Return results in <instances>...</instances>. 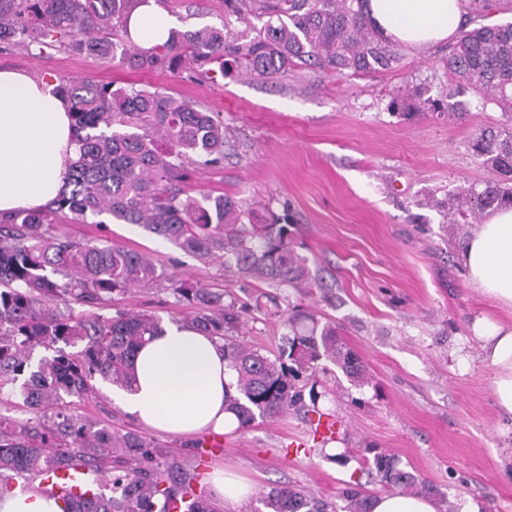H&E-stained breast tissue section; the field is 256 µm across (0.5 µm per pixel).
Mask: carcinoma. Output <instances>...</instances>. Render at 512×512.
Returning a JSON list of instances; mask_svg holds the SVG:
<instances>
[{
    "mask_svg": "<svg viewBox=\"0 0 512 512\" xmlns=\"http://www.w3.org/2000/svg\"><path fill=\"white\" fill-rule=\"evenodd\" d=\"M149 0H0V41L29 49L65 46L131 70L176 77L190 69L208 78L219 73L282 79L306 67L338 78L362 77L395 67L399 45L370 25L365 0H224L222 26L172 30L167 41L135 45L127 22ZM486 18L501 0H469ZM448 82L435 98L418 86L389 94L403 115L446 112L464 115L456 100L469 88L481 109H496L510 124L480 130L473 155L496 179L462 188L448 199V226L479 224L499 207L512 206V23L460 26L444 61ZM56 93L71 104L77 158L58 198L39 210H19L0 219V395L22 400L31 417L0 416V499L11 481L41 479L49 470L79 464L97 476L112 464L110 479L92 493L55 497L62 512H173L175 500H192L182 512H220L208 493L194 492L195 472L162 455L139 434L118 433L77 414L73 398L93 392L100 376L119 387L132 383L136 350L161 328L145 312L115 305L133 288L162 281L157 262L145 253L116 247L106 236L76 240L67 225L107 215L170 242L196 261L224 264L232 275L258 285L251 302L228 289L209 288L172 274L173 305L193 309L185 324L224 341V356L236 373L237 396L227 409L239 428L256 418L295 414L316 432L313 418H335L319 408V374L327 360L356 386L369 383L359 357L340 342L336 325L316 314L280 308V295L260 286L312 291L306 259L295 252L288 225L265 223L227 195L196 198L179 187L189 167L224 163L228 143L219 114L146 88H115L91 77L62 78ZM277 317L285 328L272 351L237 339L248 320ZM81 345L74 354L59 343ZM55 350L33 360L37 348ZM304 448L341 467L355 462L360 474L343 491L345 512H369L361 477L410 495L438 493L416 474L398 467L377 448ZM262 512H335L295 486L274 487L260 498Z\"/></svg>",
    "mask_w": 512,
    "mask_h": 512,
    "instance_id": "1",
    "label": "carcinoma"
}]
</instances>
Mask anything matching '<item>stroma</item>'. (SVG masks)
I'll list each match as a JSON object with an SVG mask.
<instances>
[{
    "label": "stroma",
    "mask_w": 512,
    "mask_h": 512,
    "mask_svg": "<svg viewBox=\"0 0 512 512\" xmlns=\"http://www.w3.org/2000/svg\"><path fill=\"white\" fill-rule=\"evenodd\" d=\"M178 29L221 25L224 0H165ZM447 44L405 50L402 64L371 77L339 79L309 69L269 82L230 74L207 80L192 71H133L63 47L29 51L0 44V67L50 83L93 76L116 87L170 93L221 113L230 132L220 168L195 169L190 195L226 194L255 214L290 211L295 249L321 289L289 291L288 302L336 325L372 382L356 388L342 372L328 378L322 408L341 417L349 448L393 454L400 467L436 486L462 508L512 512V421L496 406L494 373L481 356L479 322L507 315L472 288L459 254L463 230L449 231L446 202L461 187L492 173L470 150L482 127L505 121L500 111L460 99L464 119L423 112L412 117L388 107L389 90L424 84L438 94L446 82ZM439 207L425 205L427 197ZM79 238L107 236L113 244L154 255L165 270L221 288V263L202 265L170 243L133 225L71 224ZM119 307L147 310L163 323L182 317L169 291L130 290ZM95 394L77 404L88 420L124 433L136 423L113 402L110 383L94 378ZM309 426L288 414L256 419L225 433L204 468L226 467L256 492L293 485L342 505L351 467L295 453L312 442Z\"/></svg>",
    "instance_id": "35a3bbf8"
}]
</instances>
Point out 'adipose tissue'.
<instances>
[{"instance_id":"adipose-tissue-1","label":"adipose tissue","mask_w":512,"mask_h":512,"mask_svg":"<svg viewBox=\"0 0 512 512\" xmlns=\"http://www.w3.org/2000/svg\"><path fill=\"white\" fill-rule=\"evenodd\" d=\"M467 0H367L370 24L384 37L421 51L452 39ZM175 20L147 0L131 14L133 42L164 43ZM77 145L69 102L53 86L16 70L0 69V214L36 209L59 195ZM460 259L470 285L512 313V207L494 211L464 241ZM483 360L493 368L501 412L512 418V324L488 323ZM128 388L112 391L115 404L142 427L169 436L221 435L238 421L225 401L236 375L216 337L167 324L140 347Z\"/></svg>"}]
</instances>
